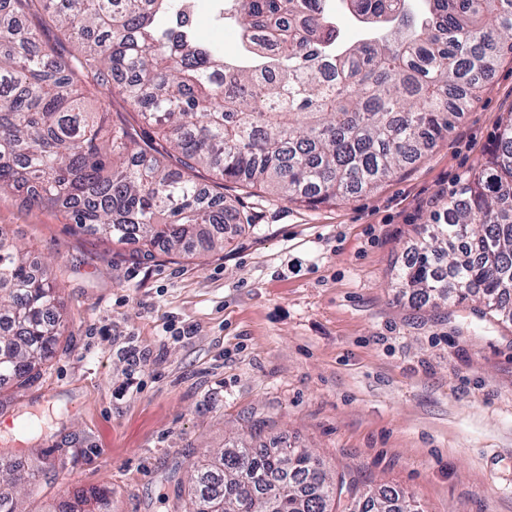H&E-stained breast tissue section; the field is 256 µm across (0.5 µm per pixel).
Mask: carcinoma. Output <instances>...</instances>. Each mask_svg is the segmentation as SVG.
<instances>
[{
	"label": "carcinoma",
	"instance_id": "1",
	"mask_svg": "<svg viewBox=\"0 0 512 512\" xmlns=\"http://www.w3.org/2000/svg\"><path fill=\"white\" fill-rule=\"evenodd\" d=\"M0 0V194L66 209L108 243L211 252L224 224V183L293 202L372 192L448 137L512 55V0H350L372 24L347 46L334 0H219L246 60L199 36L181 0ZM78 43L77 53L63 52ZM122 97L145 140L91 98ZM208 169L220 177L199 182ZM448 255V271L433 261ZM428 296H479L512 315V118L499 147L433 217L399 275ZM56 286L0 227V380L24 388L60 335ZM195 499L171 512H333L355 483L333 478L308 448L262 456L244 442L196 469ZM361 512H419L387 487Z\"/></svg>",
	"mask_w": 512,
	"mask_h": 512
}]
</instances>
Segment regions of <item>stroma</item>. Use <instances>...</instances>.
Listing matches in <instances>:
<instances>
[{
	"label": "stroma",
	"instance_id": "obj_1",
	"mask_svg": "<svg viewBox=\"0 0 512 512\" xmlns=\"http://www.w3.org/2000/svg\"><path fill=\"white\" fill-rule=\"evenodd\" d=\"M502 59L448 138L373 193L317 207L237 184L251 221L203 255L108 244L63 210L0 195V227L58 287L65 324L29 386H0V475L17 512H170L194 463L248 439L425 512H512V321L477 298L418 306L397 276L498 147Z\"/></svg>",
	"mask_w": 512,
	"mask_h": 512
}]
</instances>
